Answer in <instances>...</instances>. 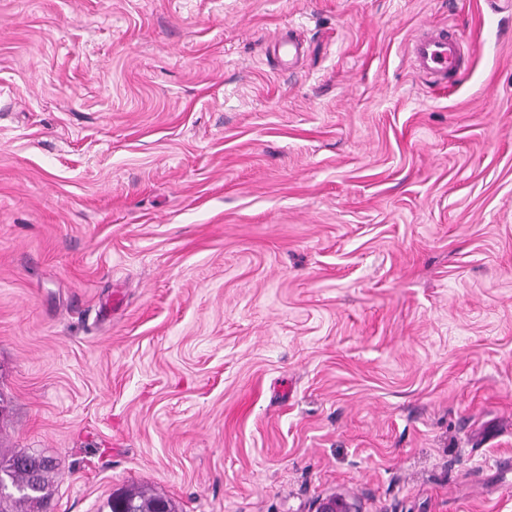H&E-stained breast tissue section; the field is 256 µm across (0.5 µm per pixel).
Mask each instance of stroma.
Instances as JSON below:
<instances>
[{"label":"stroma","mask_w":512,"mask_h":512,"mask_svg":"<svg viewBox=\"0 0 512 512\" xmlns=\"http://www.w3.org/2000/svg\"><path fill=\"white\" fill-rule=\"evenodd\" d=\"M0 404L55 512H512V0H0ZM462 56L460 42L448 37L445 27H434L413 41L409 62L416 74L439 82L447 79L448 74L458 68ZM166 501L169 512H175V507L167 499L159 495H147L144 491L130 488L112 495L108 500V512H154L158 501Z\"/></svg>","instance_id":"stroma-1"}]
</instances>
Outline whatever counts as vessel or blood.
Instances as JSON below:
<instances>
[{
  "label": "vessel or blood",
  "instance_id": "1",
  "mask_svg": "<svg viewBox=\"0 0 512 512\" xmlns=\"http://www.w3.org/2000/svg\"><path fill=\"white\" fill-rule=\"evenodd\" d=\"M462 56L460 42L450 37L446 28L434 27L413 41L409 62L416 74L439 82L458 68Z\"/></svg>",
  "mask_w": 512,
  "mask_h": 512
}]
</instances>
